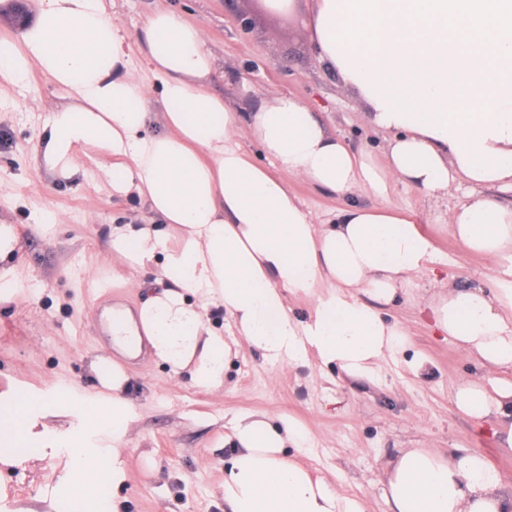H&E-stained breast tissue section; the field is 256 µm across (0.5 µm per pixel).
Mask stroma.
Returning a JSON list of instances; mask_svg holds the SVG:
<instances>
[{
    "mask_svg": "<svg viewBox=\"0 0 512 512\" xmlns=\"http://www.w3.org/2000/svg\"><path fill=\"white\" fill-rule=\"evenodd\" d=\"M107 6L131 31L160 8L200 26L215 59L211 89L233 111L247 113L289 94L353 148L385 151L389 133L362 118L359 100L342 90L312 42L308 0H297L289 12L270 10L267 0H108ZM65 101V91L38 72L27 89L0 91V225L13 226L17 236L14 252L0 260V284L13 290L10 301L0 302V401L40 396L45 414L38 430L61 436L81 429L83 402L107 393L91 370L96 357L121 368L126 380L118 394L132 406L122 444L128 480L116 489L101 487L100 496L120 498L124 512H226L224 468L236 450L224 433L240 412L266 413L274 425L283 415L301 421L309 442L293 456L340 492L363 494L366 512H389L383 481L404 448H466L512 476V451L499 448L494 424L469 418L452 403L455 386L487 382L486 371L402 292L380 310L405 333L407 353L428 360L423 379L405 366L407 353L383 364L379 379L370 381L334 366L273 365L244 344L223 387L211 390L187 374L170 378L153 355L139 360L107 346L98 334L101 309L137 314L169 283L158 264L135 271L113 252L112 225L151 223L155 216L137 195L112 192L98 174L97 149L86 148L85 176L69 181L35 157L47 108ZM390 204L433 242L439 278L490 280V260L449 234L446 205L401 187ZM133 276L139 287L128 286ZM50 476L45 461L1 472L0 512H48L37 495Z\"/></svg>",
    "mask_w": 512,
    "mask_h": 512,
    "instance_id": "35a3bbf8",
    "label": "stroma"
}]
</instances>
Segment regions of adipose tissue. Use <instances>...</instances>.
<instances>
[{
	"label": "adipose tissue",
	"mask_w": 512,
	"mask_h": 512,
	"mask_svg": "<svg viewBox=\"0 0 512 512\" xmlns=\"http://www.w3.org/2000/svg\"><path fill=\"white\" fill-rule=\"evenodd\" d=\"M310 35L322 58L354 92L370 125L391 133L384 160L347 146L300 99L281 95L242 116L213 93L215 71L200 26L159 9L129 31L104 0H37L34 20L0 53V87L24 86L31 70L64 89L50 108L36 151L61 178L84 172L82 152L108 155L113 190L137 193L160 225L116 224L113 251L131 269L157 262L169 289L139 310L112 317L127 349L148 339L171 378L190 371L219 388L240 344L274 364L336 365L374 379L406 344L381 304L418 288L435 248L389 203L396 188L453 201L449 234L492 263L490 283L442 286L422 307L488 384L455 387L462 414L496 422L512 449V0H312ZM147 68L152 83L139 79ZM161 106L163 129L147 122ZM261 150L255 162L242 147ZM351 198L323 223L288 190L287 177ZM309 299L293 317L287 296ZM223 310L229 329L208 313ZM31 398L0 407V465L64 458L42 495L75 512H121L98 486L128 479L121 448L131 405L121 397L84 407L85 426L63 440L34 429ZM239 450L224 471L229 512H365L364 500L285 455L302 448L296 419L233 416ZM391 512H512V478L483 454L406 448L388 473Z\"/></svg>",
	"instance_id": "ef3b65f1"
}]
</instances>
